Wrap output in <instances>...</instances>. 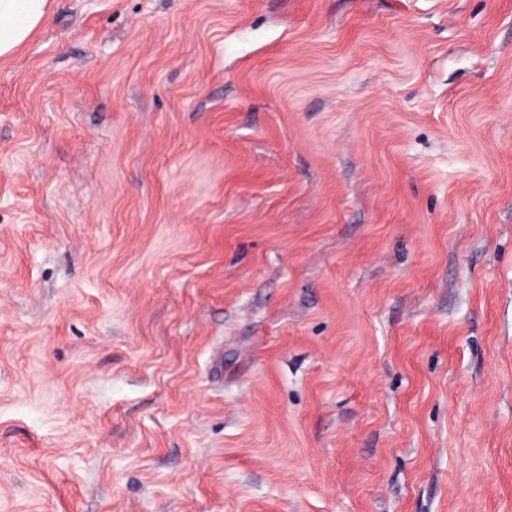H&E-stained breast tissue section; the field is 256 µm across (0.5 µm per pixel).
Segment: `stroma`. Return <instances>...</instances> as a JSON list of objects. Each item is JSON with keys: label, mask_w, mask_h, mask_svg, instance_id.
<instances>
[{"label": "stroma", "mask_w": 512, "mask_h": 512, "mask_svg": "<svg viewBox=\"0 0 512 512\" xmlns=\"http://www.w3.org/2000/svg\"><path fill=\"white\" fill-rule=\"evenodd\" d=\"M0 512H512V0H53Z\"/></svg>", "instance_id": "obj_1"}]
</instances>
